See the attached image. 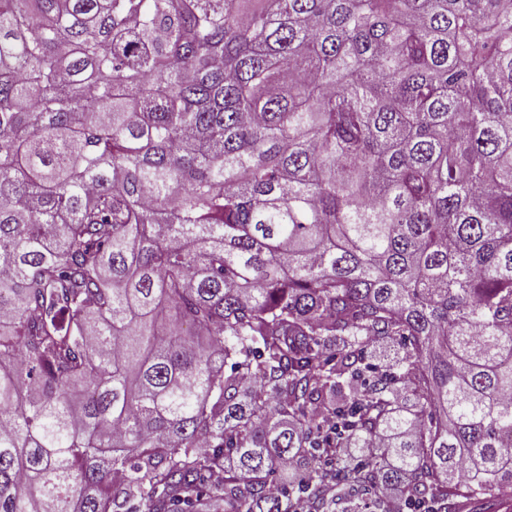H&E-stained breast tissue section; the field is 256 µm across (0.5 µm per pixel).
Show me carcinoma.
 I'll list each match as a JSON object with an SVG mask.
<instances>
[{"instance_id":"cac0c4a2","label":"carcinoma","mask_w":512,"mask_h":512,"mask_svg":"<svg viewBox=\"0 0 512 512\" xmlns=\"http://www.w3.org/2000/svg\"><path fill=\"white\" fill-rule=\"evenodd\" d=\"M510 31L0 0V512L512 497Z\"/></svg>"}]
</instances>
